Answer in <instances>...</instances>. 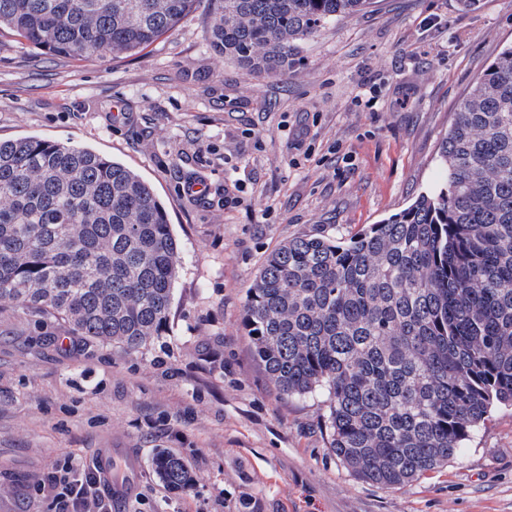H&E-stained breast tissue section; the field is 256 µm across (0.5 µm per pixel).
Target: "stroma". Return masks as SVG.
<instances>
[{
	"mask_svg": "<svg viewBox=\"0 0 512 512\" xmlns=\"http://www.w3.org/2000/svg\"><path fill=\"white\" fill-rule=\"evenodd\" d=\"M512 0H374L307 40L288 75H249L193 10L147 49L79 63L0 37V139L77 145L154 188L182 267L166 329L137 353L0 310V512H54L57 464L130 448L140 490L112 512H512V406L409 485L356 478L329 449L320 393L283 399L243 327L265 256L349 239L445 184L452 111L503 44ZM375 85V107L356 103ZM192 181L206 197L184 192ZM181 453L196 482L151 468ZM153 466L159 480L169 489L186 492L193 487V474L187 460L167 448L158 449Z\"/></svg>",
	"mask_w": 512,
	"mask_h": 512,
	"instance_id": "stroma-1",
	"label": "stroma"
}]
</instances>
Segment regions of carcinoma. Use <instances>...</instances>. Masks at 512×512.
Listing matches in <instances>:
<instances>
[{"instance_id": "carcinoma-1", "label": "carcinoma", "mask_w": 512, "mask_h": 512, "mask_svg": "<svg viewBox=\"0 0 512 512\" xmlns=\"http://www.w3.org/2000/svg\"><path fill=\"white\" fill-rule=\"evenodd\" d=\"M206 7L210 47L285 76L301 43L371 0H0V35L81 62L135 54ZM447 183L347 241L297 236L264 259L243 322L286 397L326 395L329 448L357 478L406 486L512 405V44L439 145ZM181 266L152 186L87 148L0 139V307L134 353L165 330ZM169 489L193 474L161 448Z\"/></svg>"}]
</instances>
